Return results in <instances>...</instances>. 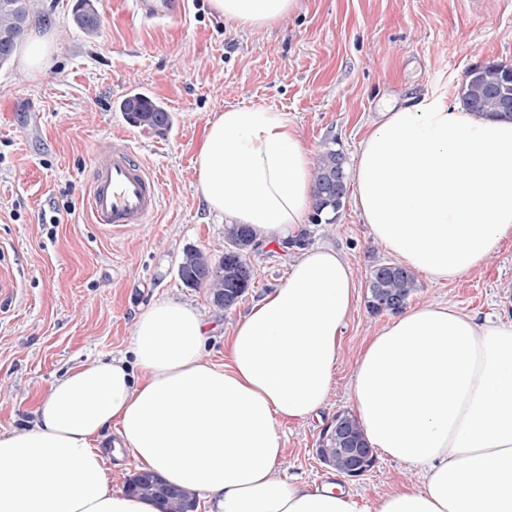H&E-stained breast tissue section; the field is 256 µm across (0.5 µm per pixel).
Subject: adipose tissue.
Here are the masks:
<instances>
[{"label":"adipose tissue","instance_id":"adipose-tissue-1","mask_svg":"<svg viewBox=\"0 0 512 512\" xmlns=\"http://www.w3.org/2000/svg\"><path fill=\"white\" fill-rule=\"evenodd\" d=\"M301 0H211L241 28L270 26ZM56 53L33 22L17 54L31 76ZM209 211L285 241L313 202L314 161L281 112L225 107L196 153ZM353 204L372 238L430 281L480 267L512 235V121L442 95L384 105L352 170ZM356 298L348 260L298 254L286 282L234 327L226 361L203 354L209 323L158 299L133 325L131 358L67 371L36 404L31 427L0 434V512H162L112 486L100 448L116 431L142 468L205 499L208 512H512V317L479 320L448 305L408 308L371 336L349 384L370 446L418 478L361 505L334 485L276 474L277 424L318 417L339 335Z\"/></svg>","mask_w":512,"mask_h":512}]
</instances>
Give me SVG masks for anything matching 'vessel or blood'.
<instances>
[{
    "label": "vessel or blood",
    "mask_w": 512,
    "mask_h": 512,
    "mask_svg": "<svg viewBox=\"0 0 512 512\" xmlns=\"http://www.w3.org/2000/svg\"><path fill=\"white\" fill-rule=\"evenodd\" d=\"M133 12L143 21L177 18V0H133ZM160 182L124 141L94 160L89 205L96 223L108 226L145 224L157 212Z\"/></svg>",
    "instance_id": "b4317fda"
}]
</instances>
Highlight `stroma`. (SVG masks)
<instances>
[{"label": "stroma", "instance_id": "1", "mask_svg": "<svg viewBox=\"0 0 512 512\" xmlns=\"http://www.w3.org/2000/svg\"><path fill=\"white\" fill-rule=\"evenodd\" d=\"M76 0H32L30 19L52 24L57 51L42 73L0 67V267L13 293L0 296V433L30 426L37 396L67 370L128 350L136 317L171 298L211 321L209 358L267 292L282 285L296 251L269 242L252 257L255 286L231 310L213 307L205 287H186L177 265L186 246L224 251V222L199 190L195 156L203 128L224 107L284 113L319 154L336 138L354 159L382 99L442 94L457 101L469 68L512 66V0H302L299 11L261 29L239 28L209 0H184L182 15L144 22L132 0H96L102 25L89 36L72 19ZM141 92L174 116L159 134L129 123L120 103ZM126 140L160 179V205L147 224L95 223L86 199L90 163ZM308 247L348 259L355 305L343 328L334 385L321 419L283 421L280 478L320 487L330 470L319 438L351 407L358 355L387 315L366 307L374 265L394 255L372 239L352 201L332 224L307 223ZM414 305L447 304L486 317L512 313V237L479 268L434 284L417 275ZM406 464L377 454L350 486L371 504L413 482Z\"/></svg>", "mask_w": 512, "mask_h": 512}]
</instances>
